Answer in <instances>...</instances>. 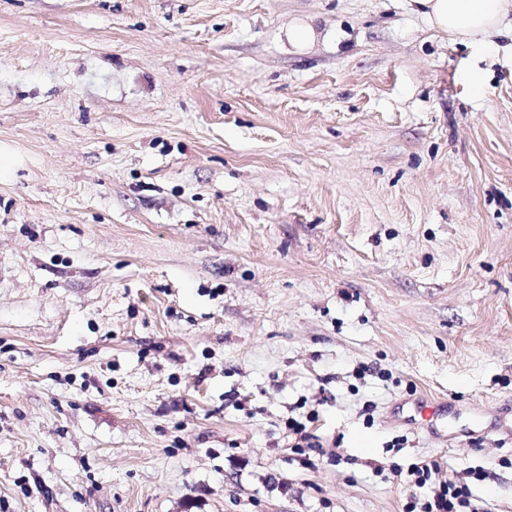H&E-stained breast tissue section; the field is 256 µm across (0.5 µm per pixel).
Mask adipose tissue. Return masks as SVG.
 <instances>
[{"instance_id":"adipose-tissue-1","label":"adipose tissue","mask_w":512,"mask_h":512,"mask_svg":"<svg viewBox=\"0 0 512 512\" xmlns=\"http://www.w3.org/2000/svg\"><path fill=\"white\" fill-rule=\"evenodd\" d=\"M427 23L452 40L477 43L501 30L512 15V0H415Z\"/></svg>"}]
</instances>
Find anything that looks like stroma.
I'll use <instances>...</instances> for the list:
<instances>
[{
	"label": "stroma",
	"instance_id": "1",
	"mask_svg": "<svg viewBox=\"0 0 512 512\" xmlns=\"http://www.w3.org/2000/svg\"><path fill=\"white\" fill-rule=\"evenodd\" d=\"M0 149V512H403L424 457L512 512V34L0 0ZM313 24L306 20L295 22L288 26L286 39L292 51L300 52L308 48L316 39Z\"/></svg>",
	"mask_w": 512,
	"mask_h": 512
}]
</instances>
